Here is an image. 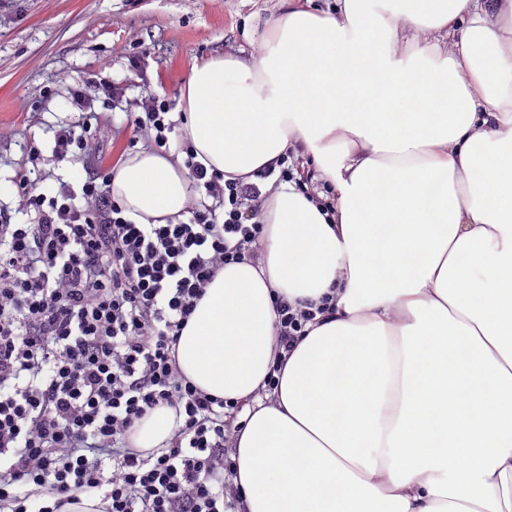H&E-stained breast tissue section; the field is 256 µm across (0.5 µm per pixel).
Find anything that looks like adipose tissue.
<instances>
[{"label":"adipose tissue","mask_w":512,"mask_h":512,"mask_svg":"<svg viewBox=\"0 0 512 512\" xmlns=\"http://www.w3.org/2000/svg\"><path fill=\"white\" fill-rule=\"evenodd\" d=\"M206 167L252 181L302 144L336 209L264 201L262 260L225 265L178 343L183 374L243 405L245 512H512V0L289 5L257 55L194 66L177 105ZM112 195L180 214L186 170L131 155ZM336 311L260 390L275 299ZM174 409L134 447H167Z\"/></svg>","instance_id":"adipose-tissue-1"}]
</instances>
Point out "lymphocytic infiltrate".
<instances>
[{
    "instance_id": "obj_1",
    "label": "lymphocytic infiltrate",
    "mask_w": 512,
    "mask_h": 512,
    "mask_svg": "<svg viewBox=\"0 0 512 512\" xmlns=\"http://www.w3.org/2000/svg\"><path fill=\"white\" fill-rule=\"evenodd\" d=\"M102 96L116 108L131 103L132 143L186 169L190 197L181 219L139 224L113 199L111 173L54 179L30 149L11 204L0 205V512H61L98 493L105 512H237L225 415L239 405L186 380L177 342L225 265L259 262L258 216L271 189L294 186L330 221L332 193L293 147L253 181L225 179L188 141H175L170 102L152 93L129 101L106 82L71 90L82 120L56 130V157L86 164L111 142L112 123L96 109ZM49 179L53 191L37 192ZM19 214L29 223L16 222ZM275 305L282 353L269 391L287 353L335 312L336 299ZM160 405L182 418L168 447H130L128 431Z\"/></svg>"
}]
</instances>
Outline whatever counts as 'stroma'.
Listing matches in <instances>:
<instances>
[{
    "label": "stroma",
    "instance_id": "1",
    "mask_svg": "<svg viewBox=\"0 0 512 512\" xmlns=\"http://www.w3.org/2000/svg\"><path fill=\"white\" fill-rule=\"evenodd\" d=\"M285 0H0V203H9L30 146L45 169L74 181L81 164L56 160L53 131L80 116L69 86L104 79L128 98L177 101L193 67L227 53L256 55ZM147 59V80L129 61Z\"/></svg>",
    "mask_w": 512,
    "mask_h": 512
}]
</instances>
